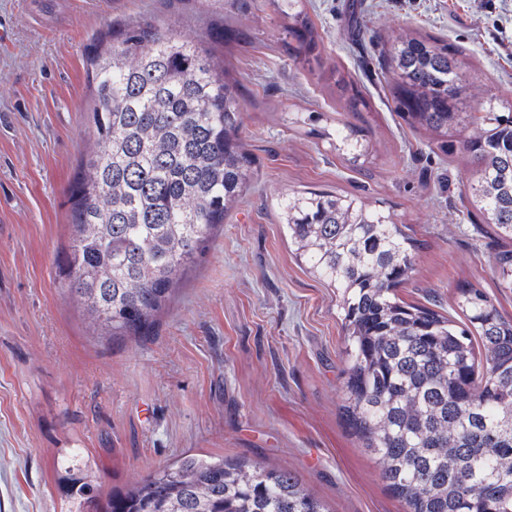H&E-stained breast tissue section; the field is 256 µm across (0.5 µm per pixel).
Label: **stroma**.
<instances>
[{"label":"stroma","instance_id":"stroma-1","mask_svg":"<svg viewBox=\"0 0 512 512\" xmlns=\"http://www.w3.org/2000/svg\"><path fill=\"white\" fill-rule=\"evenodd\" d=\"M322 45L288 52L281 0H0V512H70L58 460L70 449L99 499L182 456L295 473L332 512H404L340 416L344 336L333 289L295 258L277 200L353 195L425 243L398 290L461 318L456 288H485L490 227L465 210L471 164L432 151L398 116L383 42L404 27L460 47L461 73L512 109V0H302ZM163 21L208 41L240 90L250 184L147 335L112 338L67 295L68 189L92 140L87 58L111 29ZM368 102L353 113L334 76ZM354 127L365 163L337 151Z\"/></svg>","mask_w":512,"mask_h":512}]
</instances>
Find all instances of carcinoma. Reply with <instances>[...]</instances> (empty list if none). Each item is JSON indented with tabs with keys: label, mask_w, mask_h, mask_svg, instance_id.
I'll list each match as a JSON object with an SVG mask.
<instances>
[{
	"label": "carcinoma",
	"mask_w": 512,
	"mask_h": 512,
	"mask_svg": "<svg viewBox=\"0 0 512 512\" xmlns=\"http://www.w3.org/2000/svg\"><path fill=\"white\" fill-rule=\"evenodd\" d=\"M288 51L318 55L320 36L298 0H282ZM88 58L93 140L69 189L73 239L66 291L89 324L141 334L207 250L252 176L239 137V91L201 42L160 22L112 31ZM462 50L396 31L386 55L397 109L446 154L472 166L470 204L493 229L498 283L512 288V113L460 83ZM336 83L352 109L368 107L354 83ZM336 149L361 160L348 127ZM295 257L336 289L344 332L341 415L376 459L405 512H512V317L471 283L457 288L456 322L401 299L421 242L390 215L325 191L278 201ZM81 449L61 467L73 504H91L97 477ZM105 512H330L290 471L238 459L186 455L113 495Z\"/></svg>",
	"instance_id": "carcinoma-1"
}]
</instances>
